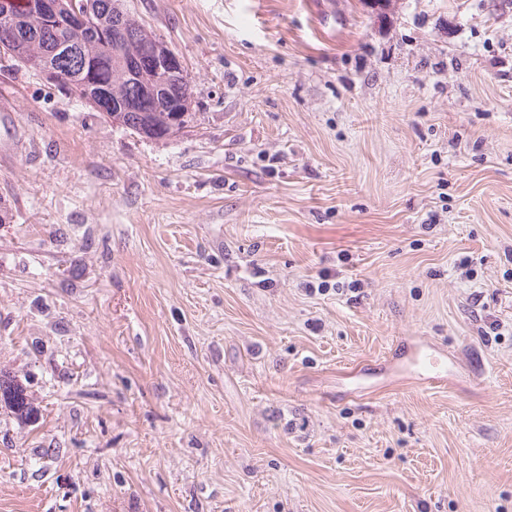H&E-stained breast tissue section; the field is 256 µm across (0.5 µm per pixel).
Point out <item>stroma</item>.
Returning a JSON list of instances; mask_svg holds the SVG:
<instances>
[{"mask_svg": "<svg viewBox=\"0 0 512 512\" xmlns=\"http://www.w3.org/2000/svg\"><path fill=\"white\" fill-rule=\"evenodd\" d=\"M124 7L175 138L0 64V512H512V9ZM398 367L414 374L428 384L445 382L448 378L447 365L419 347L408 348L401 357H395ZM31 381L32 376L25 377L23 383L16 375L0 370V407H4L23 426L34 425L40 417V410L27 391L26 384Z\"/></svg>", "mask_w": 512, "mask_h": 512, "instance_id": "35a3bbf8", "label": "stroma"}]
</instances>
